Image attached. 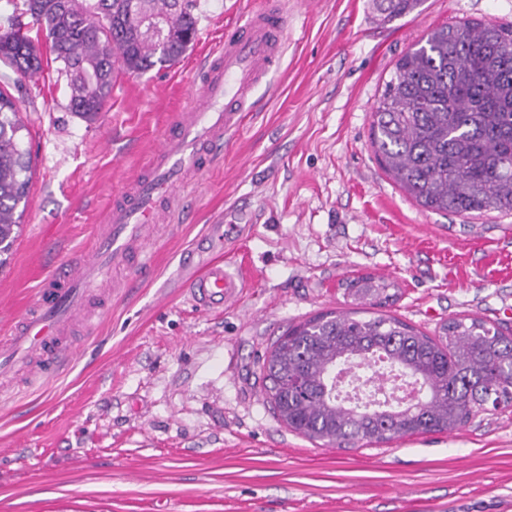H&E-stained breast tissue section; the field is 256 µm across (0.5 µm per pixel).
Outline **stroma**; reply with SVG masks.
I'll return each instance as SVG.
<instances>
[{
    "label": "stroma",
    "mask_w": 512,
    "mask_h": 512,
    "mask_svg": "<svg viewBox=\"0 0 512 512\" xmlns=\"http://www.w3.org/2000/svg\"><path fill=\"white\" fill-rule=\"evenodd\" d=\"M262 0H197L198 37L172 67L119 73L103 112H70L49 66L19 95L32 181L0 267V336L38 277L92 247L112 201L195 91L204 56ZM512 26V0H423L385 19L374 0H288L289 39L222 158L193 174L186 221L160 224L153 270L111 272L92 330L52 380L0 378V512H512V408L453 433L337 448L270 410L260 357L288 327L345 308L341 281L398 282L387 314L437 335L478 317L512 335V215L425 210L380 166L371 113L396 60L435 27ZM249 225L228 260L250 286L201 313L179 261L210 217Z\"/></svg>",
    "instance_id": "1"
}]
</instances>
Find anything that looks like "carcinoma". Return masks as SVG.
Listing matches in <instances>:
<instances>
[{
  "label": "carcinoma",
  "instance_id": "1",
  "mask_svg": "<svg viewBox=\"0 0 512 512\" xmlns=\"http://www.w3.org/2000/svg\"><path fill=\"white\" fill-rule=\"evenodd\" d=\"M422 0H380L387 17ZM45 33L50 62L66 80L69 110L101 112L115 73L175 64L198 35L197 0H25ZM166 36L148 35L153 19ZM14 15L0 19V62L21 79L44 57ZM16 99L0 90V253L11 248L15 211L27 201L31 152ZM372 145L383 168L420 206L463 217L512 214V27L465 22L429 31L396 62L372 112ZM353 301L373 308L399 297L383 276L345 281ZM318 314L289 328L265 352L266 398L288 429L326 445L381 444L452 433L488 408L512 407V336L459 316L429 336L391 315ZM378 354L427 385L420 403L347 407L330 395L341 366Z\"/></svg>",
  "mask_w": 512,
  "mask_h": 512
}]
</instances>
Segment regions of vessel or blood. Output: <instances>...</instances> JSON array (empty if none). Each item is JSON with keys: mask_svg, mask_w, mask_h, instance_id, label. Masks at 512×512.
Here are the masks:
<instances>
[{"mask_svg": "<svg viewBox=\"0 0 512 512\" xmlns=\"http://www.w3.org/2000/svg\"><path fill=\"white\" fill-rule=\"evenodd\" d=\"M287 21L283 0H270L225 29L223 45L205 58L201 85L177 117L176 133L162 137L139 177L114 200L94 246L80 251L70 268L41 278L30 309L0 339V374L36 357L35 379L52 378L71 355L63 336L96 319L87 303L103 275L132 258L140 270L151 269L147 243L156 225L182 220L187 172L203 169L222 153L225 140L239 135L245 113L253 109V90L281 59ZM240 231L216 218L204 249L193 250L192 261L180 271L181 287L203 310L233 308L244 293L246 283L238 272L224 261L205 258L234 247Z\"/></svg>", "mask_w": 512, "mask_h": 512, "instance_id": "vessel-or-blood-1", "label": "vessel or blood"}]
</instances>
